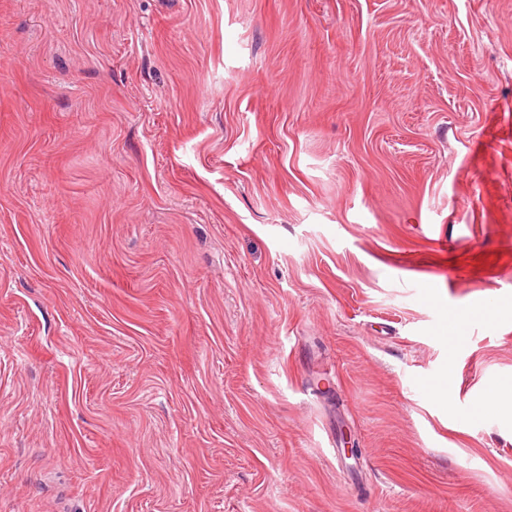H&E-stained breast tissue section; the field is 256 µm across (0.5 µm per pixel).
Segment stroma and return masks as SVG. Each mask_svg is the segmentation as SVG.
I'll return each instance as SVG.
<instances>
[{"mask_svg":"<svg viewBox=\"0 0 512 512\" xmlns=\"http://www.w3.org/2000/svg\"><path fill=\"white\" fill-rule=\"evenodd\" d=\"M511 386L512 0H0V512H512Z\"/></svg>","mask_w":512,"mask_h":512,"instance_id":"obj_1","label":"stroma"}]
</instances>
